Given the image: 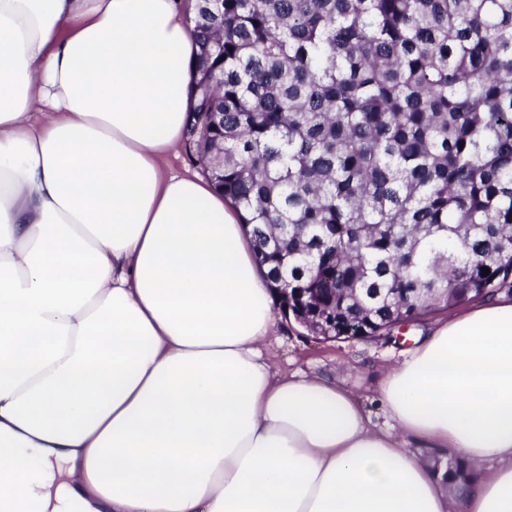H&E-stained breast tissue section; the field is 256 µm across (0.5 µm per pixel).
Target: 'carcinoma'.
Here are the masks:
<instances>
[{
  "label": "carcinoma",
  "instance_id": "cac0c4a2",
  "mask_svg": "<svg viewBox=\"0 0 512 512\" xmlns=\"http://www.w3.org/2000/svg\"><path fill=\"white\" fill-rule=\"evenodd\" d=\"M191 28L224 124L188 148L291 312L387 336L508 284L512 0H200Z\"/></svg>",
  "mask_w": 512,
  "mask_h": 512
}]
</instances>
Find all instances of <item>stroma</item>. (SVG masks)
<instances>
[{"mask_svg": "<svg viewBox=\"0 0 512 512\" xmlns=\"http://www.w3.org/2000/svg\"><path fill=\"white\" fill-rule=\"evenodd\" d=\"M440 319V314H431L397 338L336 341L316 338L299 323L280 316L262 360L283 373L329 378L362 403L378 429L390 431L394 423L376 393L379 378L386 369L399 365L419 336Z\"/></svg>", "mask_w": 512, "mask_h": 512, "instance_id": "35a3bbf8", "label": "stroma"}]
</instances>
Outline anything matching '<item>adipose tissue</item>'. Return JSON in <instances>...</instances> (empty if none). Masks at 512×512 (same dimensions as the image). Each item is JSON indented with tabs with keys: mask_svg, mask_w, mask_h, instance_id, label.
I'll return each instance as SVG.
<instances>
[{
	"mask_svg": "<svg viewBox=\"0 0 512 512\" xmlns=\"http://www.w3.org/2000/svg\"><path fill=\"white\" fill-rule=\"evenodd\" d=\"M191 0H0V512H512V297L436 323L379 399L261 362L274 293L185 139ZM406 447L412 453L422 457L429 465L433 472L438 475L442 481L443 488L448 493L449 500L451 501V512H464V502L462 495L455 490H448L446 480L443 479V474L446 477L448 461L458 460L453 454L448 453L447 448H415L418 447L416 441L410 437L405 436Z\"/></svg>",
	"mask_w": 512,
	"mask_h": 512,
	"instance_id": "obj_1",
	"label": "adipose tissue"
}]
</instances>
